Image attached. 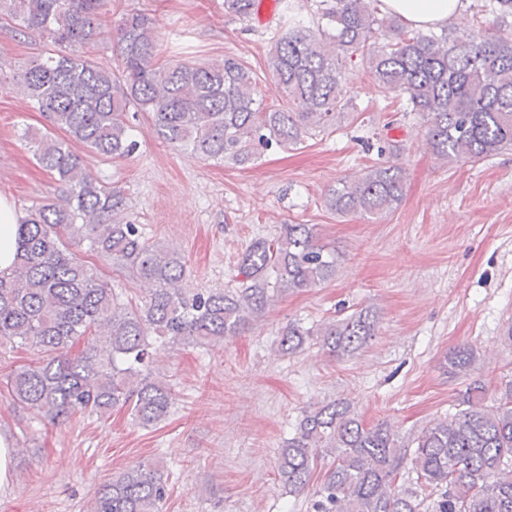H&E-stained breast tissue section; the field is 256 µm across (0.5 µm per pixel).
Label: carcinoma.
Here are the masks:
<instances>
[{
    "label": "carcinoma",
    "instance_id": "cac0c4a2",
    "mask_svg": "<svg viewBox=\"0 0 512 512\" xmlns=\"http://www.w3.org/2000/svg\"><path fill=\"white\" fill-rule=\"evenodd\" d=\"M261 0H224V14L249 22ZM316 24L278 0L288 26L271 38L267 67L288 95L272 108L259 97L251 68L226 53L215 61H157V20L139 10L112 28L120 65L103 67L88 54L105 31L100 0H0V15L19 20L54 49L31 59L18 78L0 76L68 138L24 132L39 165L57 176L54 196L33 205L19 228L11 272L0 274V341L27 347L36 361L13 370L6 387L14 403L53 423L77 413L130 412L141 427L165 419L168 384L154 376L160 346L209 347L236 335L285 291L311 288L336 275V251L320 245L311 224H284L242 254L241 287L182 288L185 262L176 250L144 238L127 218L124 194L101 182L72 143L104 158L131 155L134 121L149 115L156 137L204 161L246 166L260 151L294 148L336 130L345 62L361 57L380 91L406 97L404 111L427 126L432 152L445 162H477L512 150V33L487 37L408 30L378 17L380 0H313ZM479 12L512 16V0H483ZM406 171L386 162L331 189L326 206L338 215H382L403 199ZM112 260L149 295L119 303L110 284L74 247ZM375 319L354 313L317 329L290 323L281 350L308 341L343 356L375 336ZM86 336L105 346L74 353ZM476 363L460 347L448 357L455 373ZM415 485L439 491L433 512H512V384L498 397L468 387L455 414L413 438ZM332 463L315 512H421L423 501L399 482L407 446L386 424L367 425L343 401L304 411L281 449L278 473L294 492L310 484L318 458ZM168 486L155 463H139L100 488L90 512H163Z\"/></svg>",
    "mask_w": 512,
    "mask_h": 512
}]
</instances>
